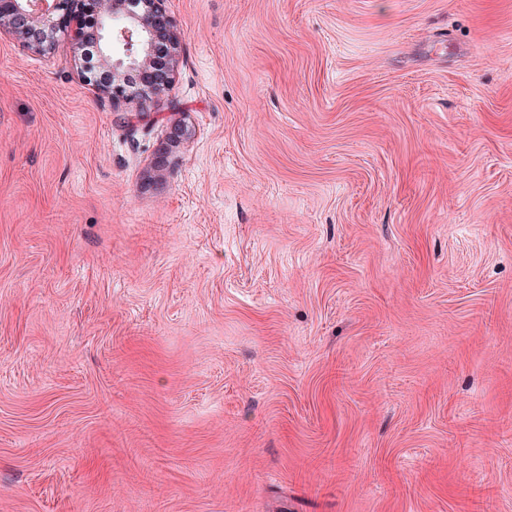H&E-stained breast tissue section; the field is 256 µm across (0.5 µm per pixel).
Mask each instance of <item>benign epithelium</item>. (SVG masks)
Masks as SVG:
<instances>
[{
    "label": "benign epithelium",
    "instance_id": "7a95c632",
    "mask_svg": "<svg viewBox=\"0 0 512 512\" xmlns=\"http://www.w3.org/2000/svg\"><path fill=\"white\" fill-rule=\"evenodd\" d=\"M35 52L51 50L58 34L72 36L80 59L91 45L96 69L82 65L99 96L127 102L131 75L150 77L143 96L159 95L172 83L179 37L165 0H0V34Z\"/></svg>",
    "mask_w": 512,
    "mask_h": 512
}]
</instances>
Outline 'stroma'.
<instances>
[{
	"label": "stroma",
	"instance_id": "1",
	"mask_svg": "<svg viewBox=\"0 0 512 512\" xmlns=\"http://www.w3.org/2000/svg\"><path fill=\"white\" fill-rule=\"evenodd\" d=\"M166 9L0 35V512H512V0ZM164 2L0 0V34H9L41 53L54 47L59 33H70L85 79L93 83L99 96L118 107L133 95L128 89L133 73L150 77L142 84L143 97L161 94L173 81L180 41ZM117 41L124 43L122 55L114 53ZM88 44L94 49L97 71L104 72L107 81L98 79L97 72L84 62Z\"/></svg>",
	"mask_w": 512,
	"mask_h": 512
}]
</instances>
